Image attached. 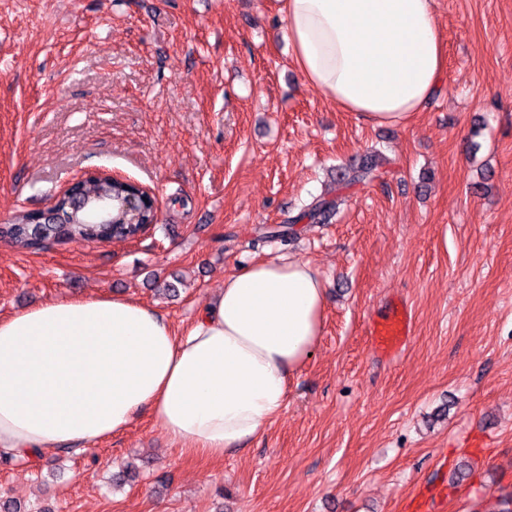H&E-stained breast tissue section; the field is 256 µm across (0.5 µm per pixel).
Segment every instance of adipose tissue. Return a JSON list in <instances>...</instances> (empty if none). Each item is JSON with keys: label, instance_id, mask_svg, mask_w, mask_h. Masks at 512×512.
Instances as JSON below:
<instances>
[{"label": "adipose tissue", "instance_id": "1", "mask_svg": "<svg viewBox=\"0 0 512 512\" xmlns=\"http://www.w3.org/2000/svg\"><path fill=\"white\" fill-rule=\"evenodd\" d=\"M293 59L377 125L422 111L444 72L434 0H280ZM325 286L290 255L249 264L182 332L132 298L51 301L0 319V453L83 449L150 412L185 454L238 449L287 405L323 331Z\"/></svg>", "mask_w": 512, "mask_h": 512}]
</instances>
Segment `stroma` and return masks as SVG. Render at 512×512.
<instances>
[{
	"label": "stroma",
	"instance_id": "obj_1",
	"mask_svg": "<svg viewBox=\"0 0 512 512\" xmlns=\"http://www.w3.org/2000/svg\"><path fill=\"white\" fill-rule=\"evenodd\" d=\"M278 0H0V224L109 170L153 189L140 238L0 241V318L126 295L183 329L225 277L289 253L326 288L287 406L245 449L181 454L143 413L82 451L0 462L22 512H500L512 499V0H435L439 87L407 125L344 112L296 69ZM379 179L336 170L369 149ZM333 223L277 225L319 198ZM411 306L380 355L368 321ZM132 462L134 483L110 476Z\"/></svg>",
	"mask_w": 512,
	"mask_h": 512
}]
</instances>
